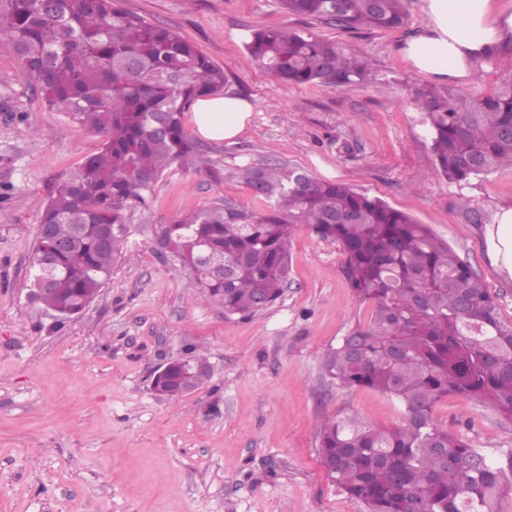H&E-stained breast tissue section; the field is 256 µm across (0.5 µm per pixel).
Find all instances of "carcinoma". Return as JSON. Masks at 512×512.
<instances>
[{"mask_svg": "<svg viewBox=\"0 0 512 512\" xmlns=\"http://www.w3.org/2000/svg\"><path fill=\"white\" fill-rule=\"evenodd\" d=\"M119 2L0 0V48L17 58L24 81L49 109L102 140L51 188L34 241L29 280L47 290L33 301L64 317L88 307L129 258L136 210L149 209L165 171L196 160L184 113L228 82L194 44ZM403 2L280 0L288 13L354 31L402 25ZM245 48L286 85L354 86L372 72L368 59L337 42L285 26L251 32ZM414 102L445 179L460 185L512 168V80L481 97L423 87ZM240 178L267 188V211L218 205L157 233L199 298L222 302L230 315L254 314L258 301L269 307L283 296L298 227L342 248L354 298L373 311L326 355L324 375L395 397L407 418L392 429L327 421L318 454L331 482L368 512H498L504 470L432 414L457 394L512 419V321L496 296L429 227L378 198L277 163L246 166ZM218 259L222 278L210 270ZM194 386L178 367L161 383L170 399Z\"/></svg>", "mask_w": 512, "mask_h": 512, "instance_id": "1", "label": "carcinoma"}]
</instances>
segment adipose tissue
I'll use <instances>...</instances> for the list:
<instances>
[{
  "instance_id": "1",
  "label": "adipose tissue",
  "mask_w": 512,
  "mask_h": 512,
  "mask_svg": "<svg viewBox=\"0 0 512 512\" xmlns=\"http://www.w3.org/2000/svg\"><path fill=\"white\" fill-rule=\"evenodd\" d=\"M426 22L402 55L420 72L467 83L487 60L512 50V0H421ZM252 104L233 94L199 100L192 121L207 139L230 140L249 123ZM486 253L512 280V204L498 207L484 228Z\"/></svg>"
}]
</instances>
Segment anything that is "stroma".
<instances>
[{
    "mask_svg": "<svg viewBox=\"0 0 512 512\" xmlns=\"http://www.w3.org/2000/svg\"><path fill=\"white\" fill-rule=\"evenodd\" d=\"M420 5L405 0L398 28L346 31L286 13L279 0H122L126 12L193 43L255 110L236 138L199 139L194 167L165 172L148 223L135 227L133 259L61 323L28 299L35 230L53 184L101 140L50 111L17 59L0 51V512H366L327 477L318 433L334 417L393 428L406 412L381 391L342 388L322 374L326 352L370 316L353 296L340 246L299 227L282 298L241 317L198 298L159 253L155 229L219 204L266 211L268 199L237 171L277 162L344 182L427 225L512 321V280L494 273L483 249L484 225L512 203V168L461 186L438 173L413 101L436 79L399 52L423 24ZM271 25L369 58V80L284 85L243 46ZM511 78L509 52L459 90L483 96ZM193 348L207 356L210 381L176 400L155 395L157 368ZM433 417L506 468L497 503L512 512V420L453 394L435 403Z\"/></svg>",
    "mask_w": 512,
    "mask_h": 512,
    "instance_id": "1",
    "label": "stroma"
}]
</instances>
